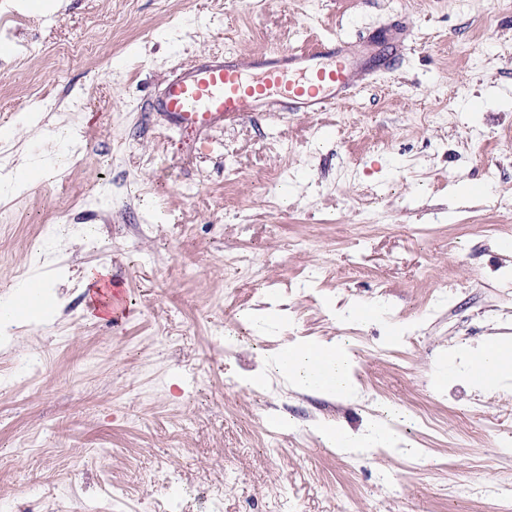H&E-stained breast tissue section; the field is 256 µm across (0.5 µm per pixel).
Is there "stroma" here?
I'll use <instances>...</instances> for the list:
<instances>
[{"label": "stroma", "instance_id": "stroma-1", "mask_svg": "<svg viewBox=\"0 0 512 512\" xmlns=\"http://www.w3.org/2000/svg\"><path fill=\"white\" fill-rule=\"evenodd\" d=\"M65 2L0 0L21 16L0 35V130L16 154L75 138L67 167L0 193V308L31 279L62 307L0 348V512H496L446 487L512 474V376L483 395L455 370L489 339L512 346V0ZM404 17L399 67L318 115L192 136L150 109L203 55ZM32 38L42 53L15 62ZM53 220L71 231L34 261ZM243 247L260 274L230 292L224 256ZM95 266L125 286L120 326L90 313ZM322 340L353 351L355 399L252 386L279 348ZM33 352L47 362L29 376ZM384 405L422 456L314 432Z\"/></svg>", "mask_w": 512, "mask_h": 512}]
</instances>
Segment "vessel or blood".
I'll return each mask as SVG.
<instances>
[{"mask_svg":"<svg viewBox=\"0 0 512 512\" xmlns=\"http://www.w3.org/2000/svg\"><path fill=\"white\" fill-rule=\"evenodd\" d=\"M410 36V24L397 22L353 43L331 38L305 49L209 56L168 80L157 108L171 125L189 132L258 112H323L391 69L408 50ZM122 298L116 282L96 290L98 305L116 319L124 313Z\"/></svg>","mask_w":512,"mask_h":512,"instance_id":"obj_1","label":"vessel or blood"}]
</instances>
